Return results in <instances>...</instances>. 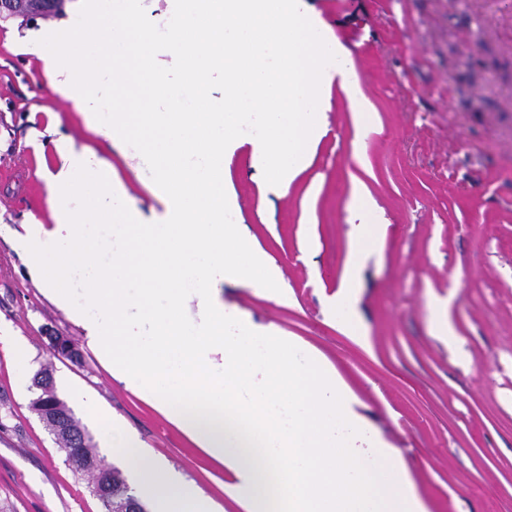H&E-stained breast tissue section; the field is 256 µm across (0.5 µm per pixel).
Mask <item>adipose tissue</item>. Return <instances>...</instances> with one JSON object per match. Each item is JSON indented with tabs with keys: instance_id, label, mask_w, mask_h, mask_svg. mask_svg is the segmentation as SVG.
<instances>
[{
	"instance_id": "ef3b65f1",
	"label": "adipose tissue",
	"mask_w": 512,
	"mask_h": 512,
	"mask_svg": "<svg viewBox=\"0 0 512 512\" xmlns=\"http://www.w3.org/2000/svg\"><path fill=\"white\" fill-rule=\"evenodd\" d=\"M166 2L162 35L142 20L148 0H81L38 37L48 84L75 103L85 130L110 154L153 166L154 204L139 215L109 157L57 135L59 115L45 113L55 164L39 176L51 221L32 217L12 232L29 279L112 380L223 467L240 512H429L397 449L358 447L366 425L320 356L274 327L229 320L221 295L233 281L288 304L279 268L224 221L239 207L224 161L264 113L252 160L271 192L287 194L311 163L337 84L357 128L369 127L344 49L300 0ZM161 55L188 60L182 85H169ZM216 66L220 99L202 87ZM91 74L111 82V111L87 104ZM348 212L356 250L375 244L381 220L363 183ZM133 468L152 512H218L167 463L141 456Z\"/></svg>"
}]
</instances>
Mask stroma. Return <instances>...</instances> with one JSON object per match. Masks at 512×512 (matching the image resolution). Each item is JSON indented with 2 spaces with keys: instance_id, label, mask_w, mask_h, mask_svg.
Segmentation results:
<instances>
[{
  "instance_id": "stroma-1",
  "label": "stroma",
  "mask_w": 512,
  "mask_h": 512,
  "mask_svg": "<svg viewBox=\"0 0 512 512\" xmlns=\"http://www.w3.org/2000/svg\"><path fill=\"white\" fill-rule=\"evenodd\" d=\"M348 52L373 124L358 130L334 87L326 133L311 165L283 196L267 191L250 145L224 164L241 224L280 268V305L225 283L224 307L309 345L335 373L368 432L398 449L430 512H512V0H305ZM49 18H0V512H103L92 476L75 471L32 409L33 377L47 368L56 393L111 458L84 398L130 430L206 495L224 498L223 469L162 416L112 381L78 328L26 276L11 231L48 221L44 163L32 144L55 112L76 144L107 155L74 104L51 88L43 63L16 41ZM361 180L386 221L382 242L354 253L346 203ZM314 221L302 223L303 210ZM353 289L357 339L327 301ZM450 323L455 338L435 335ZM69 339L75 359L53 355ZM26 347L17 361L14 340Z\"/></svg>"
}]
</instances>
